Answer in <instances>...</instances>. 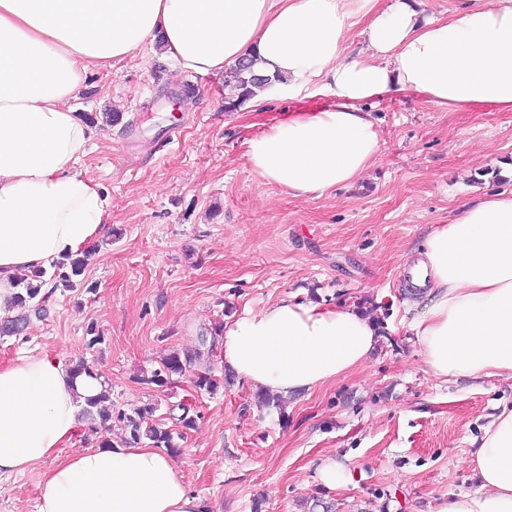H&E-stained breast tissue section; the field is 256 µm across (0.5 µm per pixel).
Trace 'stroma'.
Listing matches in <instances>:
<instances>
[{"instance_id": "1", "label": "stroma", "mask_w": 512, "mask_h": 512, "mask_svg": "<svg viewBox=\"0 0 512 512\" xmlns=\"http://www.w3.org/2000/svg\"><path fill=\"white\" fill-rule=\"evenodd\" d=\"M224 102L223 77L149 47L87 74L74 109L93 135L78 169L109 202L108 230L86 287L54 289L46 314L0 335V365L28 350L82 361L109 384L114 410L155 406L182 437L184 482L213 512H435L475 492L469 459L484 427L512 408V379L433 378L410 328L422 307L400 270L477 191H512V112L382 95V149L363 177L294 197L253 171L247 142L303 99L233 112ZM170 128L175 140L163 143ZM290 294L368 313L379 343L336 381L261 408L253 387L224 383L220 349L203 342L215 325ZM173 352L192 357L187 371L148 384ZM204 372L220 380L215 392L195 387ZM330 461L343 472L333 487L321 479ZM47 469L0 477V512H36Z\"/></svg>"}]
</instances>
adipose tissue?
<instances>
[{"instance_id": "adipose-tissue-1", "label": "adipose tissue", "mask_w": 512, "mask_h": 512, "mask_svg": "<svg viewBox=\"0 0 512 512\" xmlns=\"http://www.w3.org/2000/svg\"><path fill=\"white\" fill-rule=\"evenodd\" d=\"M360 28L367 45L350 56ZM160 45L180 66L219 75L253 59L272 91L333 100L288 112L248 142L261 177L293 196L324 195L369 169L381 141L367 105L395 88L445 112L492 103L512 112V0L425 17L411 0H0V317L16 278L90 247L104 201L76 168L91 131L73 108L90 70ZM412 322L435 378L512 377V191L465 203L423 242ZM372 318L288 296L224 329V365L287 399L364 365L378 343ZM103 378L27 352L0 365V475L47 460L37 512H208L164 448L142 441L62 455ZM477 491L437 512H512V409L473 453Z\"/></svg>"}]
</instances>
